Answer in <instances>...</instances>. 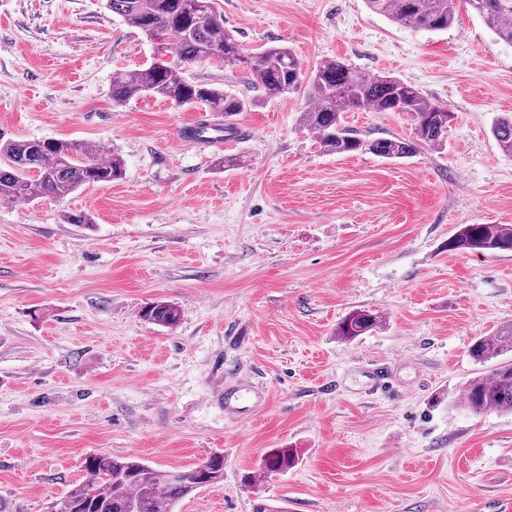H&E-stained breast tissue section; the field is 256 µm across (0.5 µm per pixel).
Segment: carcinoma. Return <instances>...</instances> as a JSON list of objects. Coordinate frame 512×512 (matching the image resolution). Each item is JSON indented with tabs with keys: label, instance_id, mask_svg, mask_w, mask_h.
<instances>
[{
	"label": "carcinoma",
	"instance_id": "carcinoma-1",
	"mask_svg": "<svg viewBox=\"0 0 512 512\" xmlns=\"http://www.w3.org/2000/svg\"><path fill=\"white\" fill-rule=\"evenodd\" d=\"M367 7L393 21L415 29L446 31L456 19L454 0H365ZM484 24L501 40L512 44V0H467ZM106 7L149 40H160L175 57L172 63H152L132 73L112 78V103L125 105L145 95L181 106L200 104L215 118H232L259 104L247 98L192 82L183 69L195 63L215 61L240 66L250 72L265 98L282 97L311 87V102L300 122L315 134L327 153L364 152L383 159L409 158L425 146L442 145L452 113L433 102L415 85L388 75L366 76L330 59L307 76L293 51L270 46L251 54L235 32L224 27V14L214 0H106ZM399 99L414 121V135L406 138L365 139L343 125L342 114L368 110L389 112ZM491 135L500 150L512 155V113L496 120ZM124 163L111 155L102 160L94 145L77 141L7 140L0 142V200L32 202L44 197H64L86 185L112 182L123 175ZM448 249L467 253L512 252V225L463 224L448 241ZM151 323L172 328L178 308L153 301L142 309ZM376 314L362 309L348 313L338 324L337 335L354 340L378 325ZM512 323L495 334L476 339L471 358L493 366L473 377L463 398L468 408L481 414H512ZM293 453L274 448L264 459L266 471L288 469ZM85 476L50 503L49 512H172L181 500L224 481V457L210 456L202 464L173 476L156 470L136 457L117 458L96 453L85 458Z\"/></svg>",
	"mask_w": 512,
	"mask_h": 512
}]
</instances>
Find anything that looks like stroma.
<instances>
[{
  "instance_id": "1",
  "label": "stroma",
  "mask_w": 512,
  "mask_h": 512,
  "mask_svg": "<svg viewBox=\"0 0 512 512\" xmlns=\"http://www.w3.org/2000/svg\"><path fill=\"white\" fill-rule=\"evenodd\" d=\"M256 53L286 44L304 71L340 59L389 73L453 112L439 147L387 160L320 150L307 89L260 98L251 75L202 62L191 80L249 97L227 146L189 142L207 112L150 96L113 105L112 79L155 45L104 0H0V138L87 141L122 179L62 198L0 200V512H46L93 453L159 470L224 457V480L174 512H499L512 503V414L463 403L472 342L512 323V253L448 251L463 224L512 225V44L465 0L430 32L364 0H217ZM360 137H407L404 112H347ZM91 225L71 224L72 213ZM174 302L180 322H146ZM378 312L353 341L336 327ZM393 370L369 391L365 370ZM239 381L251 415L224 411ZM295 463L267 473L270 449ZM491 135L502 152L512 155V113L498 117L491 128ZM142 317L148 322L173 328L178 323L179 310L173 303L153 301L144 306Z\"/></svg>"
}]
</instances>
